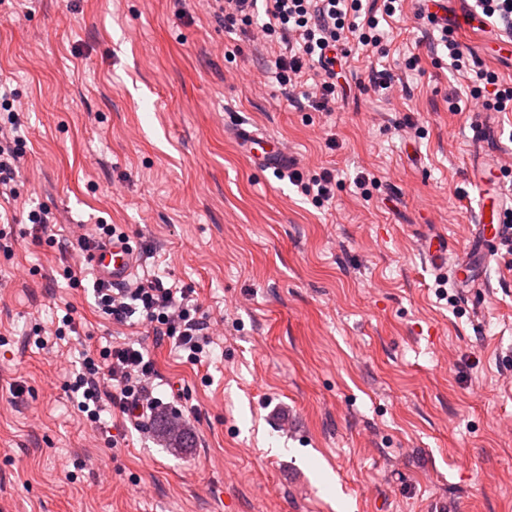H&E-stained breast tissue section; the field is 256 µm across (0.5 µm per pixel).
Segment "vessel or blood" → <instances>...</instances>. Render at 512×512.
Wrapping results in <instances>:
<instances>
[{"label":"vessel or blood","mask_w":512,"mask_h":512,"mask_svg":"<svg viewBox=\"0 0 512 512\" xmlns=\"http://www.w3.org/2000/svg\"><path fill=\"white\" fill-rule=\"evenodd\" d=\"M235 138L245 159L255 168L279 170L287 163V154L279 140L269 134L246 127H237ZM468 181L477 190L478 211L476 226L479 231L475 251L483 258H490V243L499 240L506 223L507 214L512 213V196L505 190L502 173L493 160H477L470 164ZM427 256L435 268L452 267L458 283L475 287L470 275L471 260L462 258L456 265L448 263V246L443 239H435L427 248ZM86 259L96 275L111 286L125 284L136 271L138 253L128 240H115L94 245Z\"/></svg>","instance_id":"1"}]
</instances>
